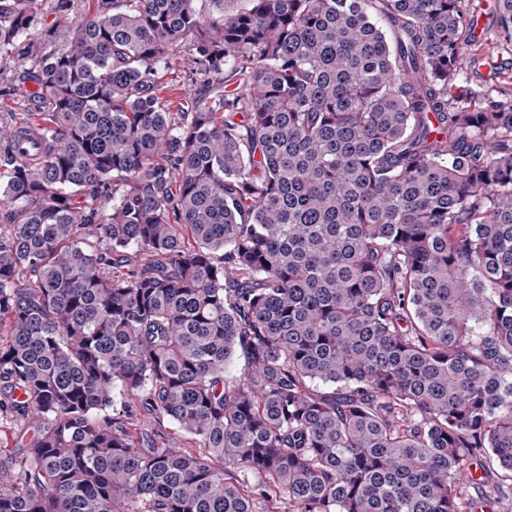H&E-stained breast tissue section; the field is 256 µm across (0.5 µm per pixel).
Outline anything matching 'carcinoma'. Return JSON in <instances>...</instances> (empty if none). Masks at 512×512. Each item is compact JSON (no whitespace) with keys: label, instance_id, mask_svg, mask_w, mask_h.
<instances>
[{"label":"carcinoma","instance_id":"cac0c4a2","mask_svg":"<svg viewBox=\"0 0 512 512\" xmlns=\"http://www.w3.org/2000/svg\"><path fill=\"white\" fill-rule=\"evenodd\" d=\"M235 2L0 0V51L60 45L0 126V512L511 504L512 104L459 84L473 12ZM104 8L112 10V0H73L69 10L64 14L60 13L57 0H42L41 2V14L49 25L57 21L77 23ZM191 69V60L185 55L174 62V67L163 78L161 94L172 106H176L178 102L184 103L181 97L184 86L189 82ZM128 427L134 437H137V435L149 429H161L165 434H168L171 437H178L182 448H195L194 441H192L187 435H182V437L178 436L180 434L177 432L176 426L166 419L154 421L152 419L144 418L131 422Z\"/></svg>","mask_w":512,"mask_h":512}]
</instances>
